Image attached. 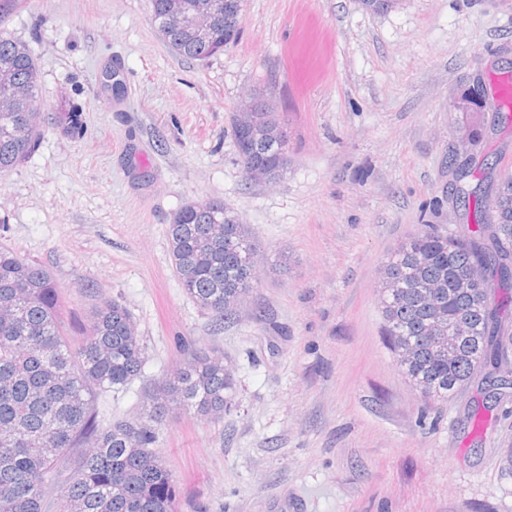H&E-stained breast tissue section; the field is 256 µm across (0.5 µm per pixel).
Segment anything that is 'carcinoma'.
I'll use <instances>...</instances> for the list:
<instances>
[{"label":"carcinoma","instance_id":"1","mask_svg":"<svg viewBox=\"0 0 512 512\" xmlns=\"http://www.w3.org/2000/svg\"><path fill=\"white\" fill-rule=\"evenodd\" d=\"M159 34L180 56L205 61L221 52L224 30L209 41L165 26V0H152ZM29 47L0 30V87L38 91ZM248 143L250 161L277 179L288 169L279 142ZM41 138L38 124H16L0 94V173L24 162ZM473 157L454 155L453 175L471 173ZM476 224L454 235L430 224L389 258L382 291L384 334L403 373L427 399L446 401L479 368L496 397L512 387L505 336L506 306L491 288L512 287V176L459 189ZM169 254L186 294L217 318L233 319L257 280L259 243L249 225L221 200L189 203L167 230ZM61 300L49 269L0 247V512H177V480L154 450L157 426L174 411L218 419L232 407L235 384L224 358L193 350L166 379L143 390L134 421L100 418L98 398L143 377L146 350L128 309L101 300L83 341L74 346L60 326ZM439 321L469 331L453 356L430 340ZM57 497L49 500L51 491Z\"/></svg>","mask_w":512,"mask_h":512}]
</instances>
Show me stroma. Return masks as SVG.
<instances>
[{"mask_svg":"<svg viewBox=\"0 0 512 512\" xmlns=\"http://www.w3.org/2000/svg\"><path fill=\"white\" fill-rule=\"evenodd\" d=\"M152 0H27L0 22L39 69L41 142L0 175V245L48 268L80 342L97 300L131 312L145 377L187 345L224 353L234 407L170 416L156 452L178 512H512V394L483 372L431 401L388 348L383 271L426 224L467 223L448 161L474 141L472 183L512 174V124L463 109L475 78L512 81V0H244L238 41L185 59ZM270 100L288 169L247 182L231 136L241 101ZM82 114L73 135L65 112ZM224 201L262 259L237 318L186 295L167 226ZM288 257L275 275L270 262Z\"/></svg>","mask_w":512,"mask_h":512,"instance_id":"35a3bbf8","label":"stroma"}]
</instances>
